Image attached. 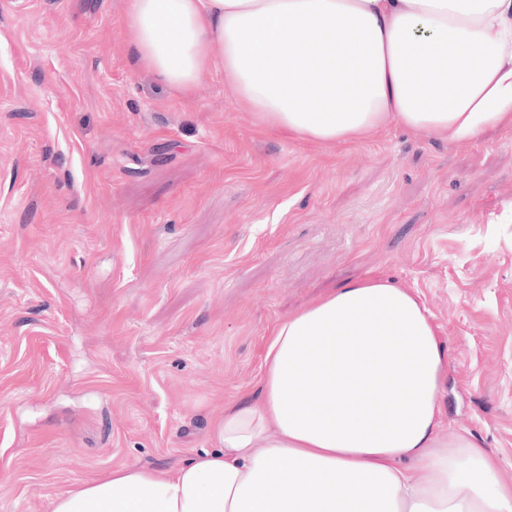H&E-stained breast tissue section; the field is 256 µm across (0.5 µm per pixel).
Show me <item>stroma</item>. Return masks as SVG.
I'll use <instances>...</instances> for the list:
<instances>
[{"label": "stroma", "instance_id": "35a3bbf8", "mask_svg": "<svg viewBox=\"0 0 512 512\" xmlns=\"http://www.w3.org/2000/svg\"><path fill=\"white\" fill-rule=\"evenodd\" d=\"M126 0H0V512L213 445L277 320L381 274L448 357L444 435L512 481V127L348 145L135 68Z\"/></svg>", "mask_w": 512, "mask_h": 512}]
</instances>
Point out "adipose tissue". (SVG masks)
<instances>
[{"mask_svg": "<svg viewBox=\"0 0 512 512\" xmlns=\"http://www.w3.org/2000/svg\"><path fill=\"white\" fill-rule=\"evenodd\" d=\"M122 21L168 89L191 98L220 65L236 104L294 139L512 125V0H128ZM447 371L416 289L341 286L273 325L256 397L225 405L213 448L78 481L46 512H512L495 457L441 433Z\"/></svg>", "mask_w": 512, "mask_h": 512, "instance_id": "obj_1", "label": "adipose tissue"}]
</instances>
